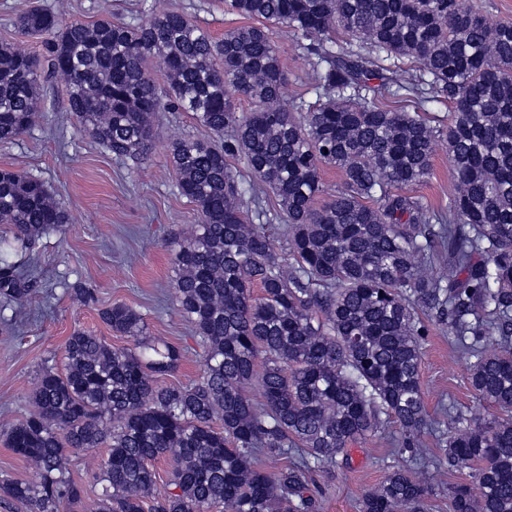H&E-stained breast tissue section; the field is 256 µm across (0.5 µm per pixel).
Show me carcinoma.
Returning a JSON list of instances; mask_svg holds the SVG:
<instances>
[{
  "label": "carcinoma",
  "instance_id": "cac0c4a2",
  "mask_svg": "<svg viewBox=\"0 0 512 512\" xmlns=\"http://www.w3.org/2000/svg\"><path fill=\"white\" fill-rule=\"evenodd\" d=\"M224 3L250 23L222 39L178 8L136 24L36 8L17 27L47 37L43 55L0 44V142L35 125L45 72L65 84L80 128L136 166L162 110L215 136L170 149L178 192L199 213L174 243L171 286L204 349L202 372L185 386L159 383L187 351L147 338L136 310L105 309L103 322L137 351L69 336L63 368L38 377L35 411L6 431L37 479L1 480L0 491L27 512H78L70 458L104 447L97 512H319L316 469L389 420L399 453L428 464L420 367L436 321L468 360L475 396L497 411L474 419L444 408L439 463L469 470L448 488L449 512H512V24L491 26L460 0ZM273 26L296 35L315 101L283 105ZM403 60L420 68L414 82L371 84L380 62ZM228 86L250 111L235 110ZM411 98L450 103L448 127L386 103ZM441 136L455 187L435 210L403 190L431 174ZM326 167L343 185L320 203ZM266 191L288 224L284 253L249 217L267 216ZM66 223L38 177L0 169V224L12 233L1 249ZM33 283L30 268L0 265L4 301L26 300ZM490 335L499 349L486 353ZM260 456L275 469L257 467ZM161 458L172 459L173 479L156 496ZM431 495L401 466L362 495L359 512H427Z\"/></svg>",
  "mask_w": 512,
  "mask_h": 512
}]
</instances>
